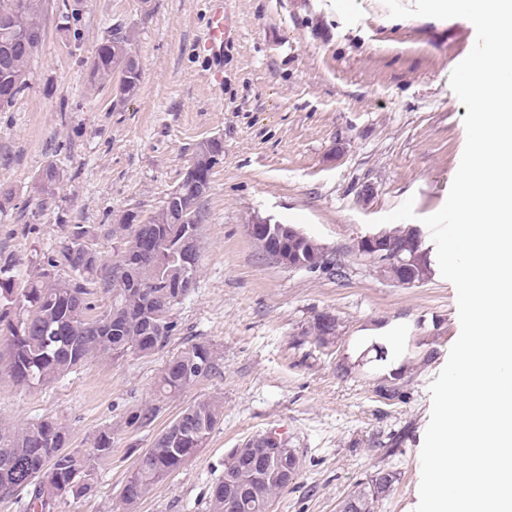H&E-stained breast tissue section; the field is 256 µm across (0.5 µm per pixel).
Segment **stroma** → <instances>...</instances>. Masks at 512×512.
Segmentation results:
<instances>
[{"instance_id": "35a3bbf8", "label": "stroma", "mask_w": 512, "mask_h": 512, "mask_svg": "<svg viewBox=\"0 0 512 512\" xmlns=\"http://www.w3.org/2000/svg\"><path fill=\"white\" fill-rule=\"evenodd\" d=\"M79 10L65 27L63 4ZM235 34L221 64L199 56L208 0H45L44 41L28 87L0 109V256L23 285L54 256L70 225L94 235L111 260L129 213L148 217L178 184L201 139L219 136L201 226L199 272L173 310L166 351L89 360L58 382L25 389L0 361V423L20 429L60 419L87 448L111 427L114 451L92 495L61 512H122L120 492L138 452L194 400L219 396L224 416L205 448L160 482L136 512H207L232 448L276 431L301 460L271 512H338L376 471L395 472L380 512H415L429 385L460 331L457 295L440 272L402 286L355 244L418 228L440 210L466 142L467 109L449 85L472 49L468 20L390 18L383 0H224ZM134 36L137 93L89 80L97 46L114 26ZM63 178L40 208L34 186L48 163ZM299 228L340 254L343 276L288 270L246 232L253 217ZM335 316L322 346L308 329ZM215 349L219 370L157 401L168 354L190 341ZM159 403L153 426L132 432L125 413Z\"/></svg>"}]
</instances>
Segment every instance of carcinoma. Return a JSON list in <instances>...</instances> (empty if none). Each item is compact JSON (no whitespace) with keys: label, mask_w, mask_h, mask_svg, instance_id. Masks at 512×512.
<instances>
[{"label":"carcinoma","mask_w":512,"mask_h":512,"mask_svg":"<svg viewBox=\"0 0 512 512\" xmlns=\"http://www.w3.org/2000/svg\"><path fill=\"white\" fill-rule=\"evenodd\" d=\"M44 0H0V20L16 18L18 29L0 23V108H5L27 88L30 60L42 44ZM126 74L123 97L136 94L141 70L132 52L131 36L125 32L108 37L98 46L91 62L95 80H110ZM45 180L36 182L41 205H49L61 181L60 170L50 162L42 169ZM205 201L197 203L193 223H181L182 213L173 202L149 216L145 228L165 243L152 253L136 251L140 225L138 216L122 219L121 246L112 256L121 257L125 267L114 272L103 263L97 250L87 252L90 230L75 224L59 242L56 256L45 268L30 276L22 288H15L11 275L14 263L6 258L0 265V336L5 337L7 370L22 387L53 383L92 358H122L128 354L152 356L169 342L176 328L171 311L187 296L178 287L186 270L197 274L200 258L201 218ZM387 239L404 249L421 247L412 229L386 233ZM311 267L323 272L343 273V262L313 240L298 245ZM430 259L420 252L409 274L417 281L430 274ZM139 283L131 288L130 281ZM112 293V305L96 315L88 301L90 289ZM311 335L320 344L336 338V320L329 324L316 318ZM218 369L217 353L206 341L187 344L171 355L156 381L159 397L184 393ZM160 407L144 405L126 413L124 428L132 431L151 425ZM224 414L218 396L195 400L139 454L120 493L123 512H135L157 484L185 465L198 449L204 448L211 432ZM67 427L52 417L43 418L17 430L0 425V495L23 494L35 512H57L66 500L82 498L95 489L98 470L112 458V428H100L84 450L68 448ZM267 443L266 434L255 435L232 449L224 460V475L211 487L208 512H228L226 497H242L238 512H270L276 498L288 488L299 471L300 459L294 448L267 462L252 458V449ZM396 475L378 471L357 486L341 502L339 512H379L380 504L392 491Z\"/></svg>","instance_id":"cac0c4a2"}]
</instances>
